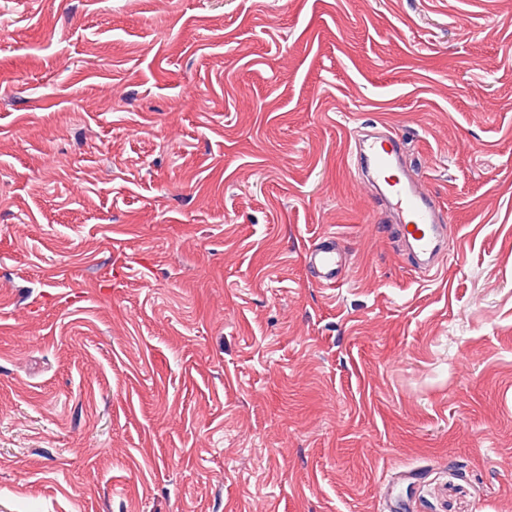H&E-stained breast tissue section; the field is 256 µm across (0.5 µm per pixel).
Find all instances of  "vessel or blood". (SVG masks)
Here are the masks:
<instances>
[{
	"label": "vessel or blood",
	"mask_w": 512,
	"mask_h": 512,
	"mask_svg": "<svg viewBox=\"0 0 512 512\" xmlns=\"http://www.w3.org/2000/svg\"><path fill=\"white\" fill-rule=\"evenodd\" d=\"M354 142L351 166L380 202L409 261L421 272L438 271L445 257L446 218L420 172L406 164L401 138L389 130H362ZM304 260L319 286L332 288L347 278L349 264L332 231H323L307 246Z\"/></svg>",
	"instance_id": "1"
}]
</instances>
